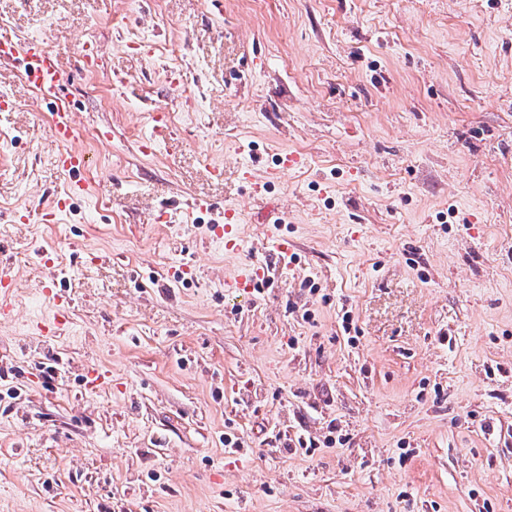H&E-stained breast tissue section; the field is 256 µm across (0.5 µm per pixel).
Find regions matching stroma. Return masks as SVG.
Segmentation results:
<instances>
[{
    "label": "stroma",
    "mask_w": 512,
    "mask_h": 512,
    "mask_svg": "<svg viewBox=\"0 0 512 512\" xmlns=\"http://www.w3.org/2000/svg\"><path fill=\"white\" fill-rule=\"evenodd\" d=\"M1 32L57 56L88 165L0 64V512H512V0H0ZM85 190V184L81 181L72 183L69 187L67 195L55 196L49 201L44 210L43 220L53 221L56 217V214L65 209L68 201L72 196H81L85 193Z\"/></svg>",
    "instance_id": "stroma-1"
}]
</instances>
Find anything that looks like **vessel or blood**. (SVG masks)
<instances>
[{
	"label": "vessel or blood",
	"mask_w": 512,
	"mask_h": 512,
	"mask_svg": "<svg viewBox=\"0 0 512 512\" xmlns=\"http://www.w3.org/2000/svg\"><path fill=\"white\" fill-rule=\"evenodd\" d=\"M17 60L26 63L24 70L26 82L42 96L55 101L51 124L55 139L63 145L56 157L59 168L68 172L85 168L84 155L67 147L73 136L75 120L73 110L58 97L64 80L59 61L46 50L43 41L39 39L31 38L21 43L11 39H1L0 63ZM85 190L84 183L79 181L72 183L67 195L57 196L49 201L44 210V220H54L57 213L65 209L70 197L83 195Z\"/></svg>",
	"instance_id": "1"
}]
</instances>
